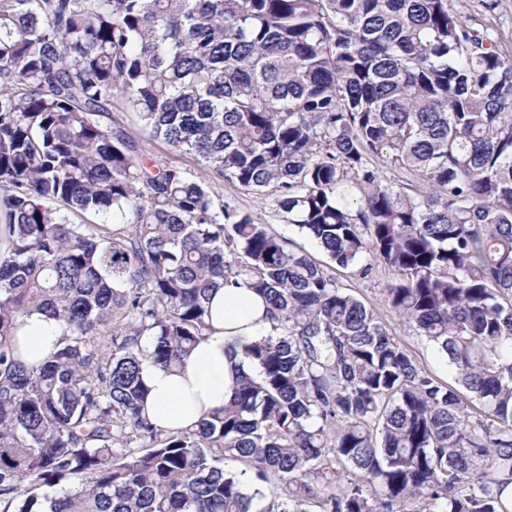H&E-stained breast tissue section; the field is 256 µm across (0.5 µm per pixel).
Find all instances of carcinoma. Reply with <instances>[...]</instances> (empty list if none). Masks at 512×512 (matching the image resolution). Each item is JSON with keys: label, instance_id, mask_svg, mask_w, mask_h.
Wrapping results in <instances>:
<instances>
[{"label": "carcinoma", "instance_id": "carcinoma-1", "mask_svg": "<svg viewBox=\"0 0 512 512\" xmlns=\"http://www.w3.org/2000/svg\"><path fill=\"white\" fill-rule=\"evenodd\" d=\"M116 100L332 263L396 272L387 301L471 398L147 154ZM238 280L277 322L244 348L257 376L157 428L145 362L181 366ZM35 313L63 333L29 366ZM253 483L280 493L253 511ZM509 484L512 55L490 27L460 0H0V512H512Z\"/></svg>", "mask_w": 512, "mask_h": 512}]
</instances>
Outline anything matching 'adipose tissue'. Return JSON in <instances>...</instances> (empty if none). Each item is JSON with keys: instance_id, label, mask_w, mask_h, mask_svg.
<instances>
[{"instance_id": "adipose-tissue-1", "label": "adipose tissue", "mask_w": 512, "mask_h": 512, "mask_svg": "<svg viewBox=\"0 0 512 512\" xmlns=\"http://www.w3.org/2000/svg\"><path fill=\"white\" fill-rule=\"evenodd\" d=\"M210 308L211 329L180 371L168 372L149 363L144 366L149 388L145 412L165 430L197 423L229 403L238 378L256 372L243 355L244 347L273 329L264 299L245 282L217 289ZM61 333L60 324L44 315L25 318L17 330L22 359L30 365L40 363L55 349Z\"/></svg>"}]
</instances>
